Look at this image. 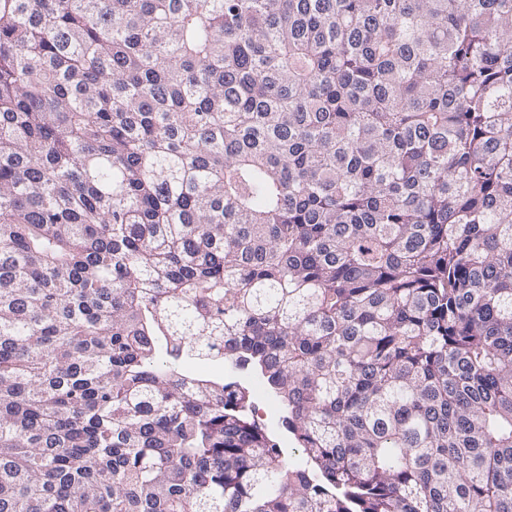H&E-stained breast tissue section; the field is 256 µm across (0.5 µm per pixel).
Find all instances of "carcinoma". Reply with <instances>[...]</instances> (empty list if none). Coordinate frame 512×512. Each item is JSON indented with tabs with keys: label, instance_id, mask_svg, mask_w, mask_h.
Returning <instances> with one entry per match:
<instances>
[{
	"label": "carcinoma",
	"instance_id": "cac0c4a2",
	"mask_svg": "<svg viewBox=\"0 0 512 512\" xmlns=\"http://www.w3.org/2000/svg\"><path fill=\"white\" fill-rule=\"evenodd\" d=\"M0 512H512V0H0ZM256 410L259 408V416L269 429L273 432L277 440L285 448H289V439L287 433L278 425L279 411L277 410L278 404L273 396L262 389V392L255 399ZM276 410L277 412L271 413ZM291 451V448H289Z\"/></svg>",
	"mask_w": 512,
	"mask_h": 512
}]
</instances>
